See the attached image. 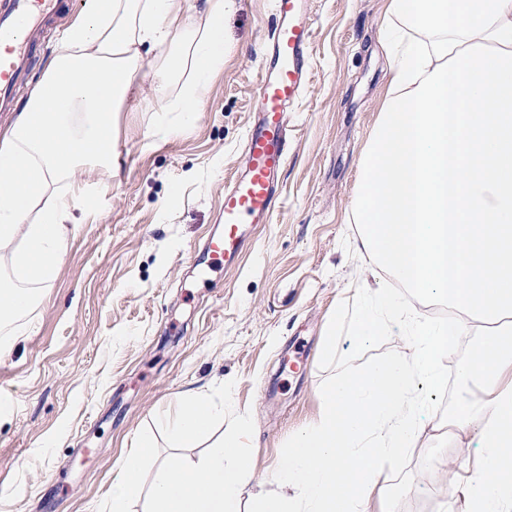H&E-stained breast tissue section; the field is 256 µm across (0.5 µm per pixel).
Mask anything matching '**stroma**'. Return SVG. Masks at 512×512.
<instances>
[{"instance_id":"35a3bbf8","label":"stroma","mask_w":512,"mask_h":512,"mask_svg":"<svg viewBox=\"0 0 512 512\" xmlns=\"http://www.w3.org/2000/svg\"><path fill=\"white\" fill-rule=\"evenodd\" d=\"M311 3L309 82L288 111L279 207L236 265L205 282L196 271L224 186L244 162L271 0H237L200 112L163 139L150 128L164 61L147 59L145 89L118 114L120 169L95 175L96 205L77 212L51 287L0 358V402L12 409L0 419V512H110L108 491L142 438L157 454L198 458L159 424L189 389L223 405L217 432L248 423L255 478L276 490L290 443L320 414L326 389L399 352L397 335L362 337L353 323L363 288L395 285L352 215L389 83L386 0ZM475 342L463 337L445 360L439 417L469 396L457 374ZM304 354L307 369L287 371ZM478 432L458 441L424 433L405 460L385 466V512H433L458 479L476 477Z\"/></svg>"}]
</instances>
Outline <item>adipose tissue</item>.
<instances>
[{"label":"adipose tissue","instance_id":"obj_1","mask_svg":"<svg viewBox=\"0 0 512 512\" xmlns=\"http://www.w3.org/2000/svg\"><path fill=\"white\" fill-rule=\"evenodd\" d=\"M235 8L205 0L191 26L193 0H84L36 92L0 128V358L65 256L87 173L119 169L115 120L147 54L192 70L176 90L167 70L156 74L165 113L150 133L163 138L195 118ZM385 18L396 53L361 166V242L410 294L436 292L461 318L418 320L395 292L375 289L357 329L398 331L404 352L337 379L295 436L280 492L244 497L254 461L241 437L195 462L161 459L148 485L142 443L122 461L112 512L141 497L146 512H375L384 463L419 442L429 395L445 385L441 360L472 328L484 335L460 375L480 396L453 425L462 434L478 423L482 471L463 489L464 512H512V0H387ZM217 414L191 393L167 424L191 443Z\"/></svg>","mask_w":512,"mask_h":512}]
</instances>
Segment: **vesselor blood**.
Segmentation results:
<instances>
[{
    "label": "vessel or blood",
    "instance_id": "b4317fda",
    "mask_svg": "<svg viewBox=\"0 0 512 512\" xmlns=\"http://www.w3.org/2000/svg\"><path fill=\"white\" fill-rule=\"evenodd\" d=\"M310 0H272L277 19L260 71L244 164L224 189L219 230L208 242L213 261L233 265L251 228L269 223L278 177L288 157L285 114L308 83ZM64 11L62 0H0V112L13 111L17 87L29 80L41 33Z\"/></svg>",
    "mask_w": 512,
    "mask_h": 512
}]
</instances>
